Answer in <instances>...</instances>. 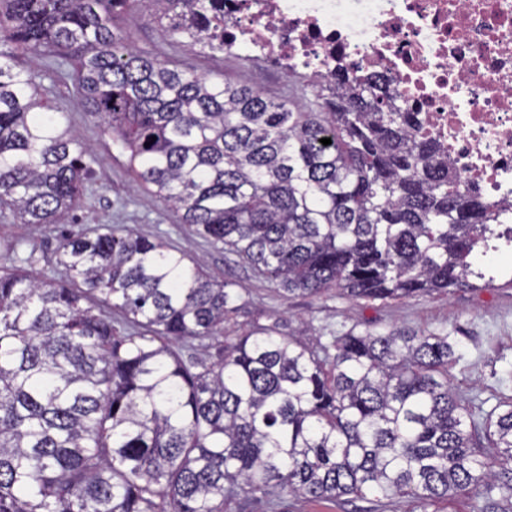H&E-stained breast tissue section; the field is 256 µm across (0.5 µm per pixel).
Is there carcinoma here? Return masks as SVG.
<instances>
[{
	"instance_id": "carcinoma-1",
	"label": "carcinoma",
	"mask_w": 512,
	"mask_h": 512,
	"mask_svg": "<svg viewBox=\"0 0 512 512\" xmlns=\"http://www.w3.org/2000/svg\"><path fill=\"white\" fill-rule=\"evenodd\" d=\"M224 49V0H0V217L54 228L91 149L60 130L32 55L181 223L285 295L387 301L474 287L512 225L463 194L448 155L374 74L303 79L304 108L138 49L119 21ZM322 138L331 139L325 146ZM64 283L0 239V512H276L312 499L481 488L512 503V398L452 384L451 332L352 331L310 347L255 325L205 358L239 295L160 239L109 224L58 237Z\"/></svg>"
}]
</instances>
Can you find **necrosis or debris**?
Segmentation results:
<instances>
[{"label": "necrosis or debris", "mask_w": 512, "mask_h": 512, "mask_svg": "<svg viewBox=\"0 0 512 512\" xmlns=\"http://www.w3.org/2000/svg\"><path fill=\"white\" fill-rule=\"evenodd\" d=\"M224 53L382 75L463 192L512 202V0H224Z\"/></svg>", "instance_id": "obj_1"}]
</instances>
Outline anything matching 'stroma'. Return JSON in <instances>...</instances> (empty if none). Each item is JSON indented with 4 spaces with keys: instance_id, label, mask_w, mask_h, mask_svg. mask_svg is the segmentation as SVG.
Masks as SVG:
<instances>
[{
    "instance_id": "stroma-1",
    "label": "stroma",
    "mask_w": 512,
    "mask_h": 512,
    "mask_svg": "<svg viewBox=\"0 0 512 512\" xmlns=\"http://www.w3.org/2000/svg\"><path fill=\"white\" fill-rule=\"evenodd\" d=\"M125 33L141 50L170 64L212 77L227 78L263 88L273 98L298 97L293 77L276 67L200 45L191 47L186 37L165 38L155 23L130 15ZM20 67L37 75L40 92L57 112L60 126L76 134L92 149L87 186L78 207L59 220L69 232L97 224L131 228L166 242L189 257L206 260L210 273L226 281L242 299L238 310L224 324L226 338H234L254 325L276 327L307 344L318 337L354 331L386 332L445 329L457 336L465 355L454 370L458 390L478 388L489 404L512 396V279L486 270L489 286L398 300L365 302L332 291L319 297L282 296L266 281L236 263L233 256L180 223L177 215L133 179L127 160L101 132L98 117L77 103L75 76L57 78L45 71L41 60L19 56ZM0 238L21 242L22 252H35L41 265L54 263L57 234L37 224L14 218L0 220ZM483 494L474 491L447 501L424 504L410 497L354 500H315L288 494L280 498L279 512H477Z\"/></svg>"
}]
</instances>
